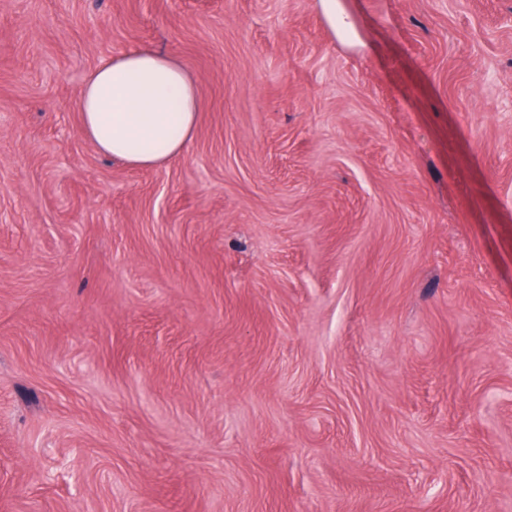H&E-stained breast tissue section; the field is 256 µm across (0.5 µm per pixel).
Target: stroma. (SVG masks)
Masks as SVG:
<instances>
[{
	"label": "stroma",
	"instance_id": "stroma-1",
	"mask_svg": "<svg viewBox=\"0 0 512 512\" xmlns=\"http://www.w3.org/2000/svg\"><path fill=\"white\" fill-rule=\"evenodd\" d=\"M0 0V512H512V0ZM136 47L194 139L79 131ZM315 7L342 42L354 40V23L338 0H316ZM77 110L83 134L101 154L130 168H154L194 137L199 97L194 78L176 57L141 47L93 68Z\"/></svg>",
	"mask_w": 512,
	"mask_h": 512
}]
</instances>
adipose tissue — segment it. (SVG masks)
<instances>
[{
    "mask_svg": "<svg viewBox=\"0 0 512 512\" xmlns=\"http://www.w3.org/2000/svg\"><path fill=\"white\" fill-rule=\"evenodd\" d=\"M81 130L103 155L154 168L179 155L198 126L192 75L171 54L135 48L102 61L85 77Z\"/></svg>",
    "mask_w": 512,
    "mask_h": 512,
    "instance_id": "1",
    "label": "adipose tissue"
}]
</instances>
